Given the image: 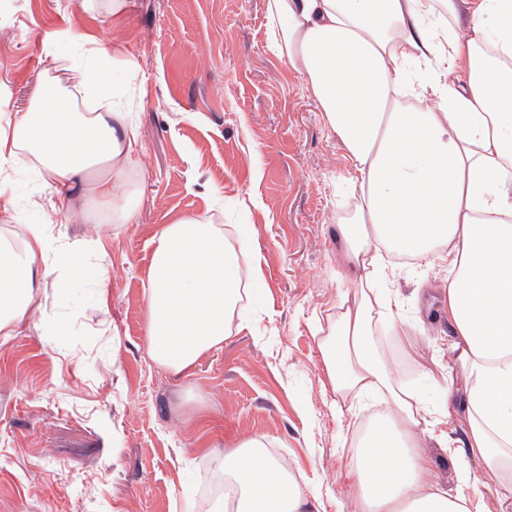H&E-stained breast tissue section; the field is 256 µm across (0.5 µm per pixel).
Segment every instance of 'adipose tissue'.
<instances>
[{"label": "adipose tissue", "mask_w": 512, "mask_h": 512, "mask_svg": "<svg viewBox=\"0 0 512 512\" xmlns=\"http://www.w3.org/2000/svg\"><path fill=\"white\" fill-rule=\"evenodd\" d=\"M273 49L305 81L349 163L363 202L336 223L344 269L377 264V249L446 264L448 321L461 336L468 444L512 486V0H268ZM48 55L74 49L73 85L100 81L108 56L69 30ZM26 111L0 91V171L35 158L54 213L26 225L21 250L0 248V328L32 304L33 265L55 255L54 216L72 224H129L127 188L138 133L128 112L59 104L58 77ZM84 204L75 205V196ZM251 233L193 217L166 225L149 272L151 359L181 372L222 344L244 281L260 277ZM374 301L344 308L322 345L333 389L375 393L383 412L351 450L357 512H491L477 494H448L417 449L420 408L396 384L373 339ZM217 465V512H311L284 460L249 438Z\"/></svg>", "instance_id": "obj_1"}]
</instances>
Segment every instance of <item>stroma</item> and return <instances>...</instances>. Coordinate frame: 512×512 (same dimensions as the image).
I'll list each match as a JSON object with an SVG mask.
<instances>
[{
    "instance_id": "1",
    "label": "stroma",
    "mask_w": 512,
    "mask_h": 512,
    "mask_svg": "<svg viewBox=\"0 0 512 512\" xmlns=\"http://www.w3.org/2000/svg\"><path fill=\"white\" fill-rule=\"evenodd\" d=\"M64 28L115 52L103 72L139 126L137 215L56 223L80 274L37 261L36 309L0 334V512H213L216 460L249 437L288 461L316 512H353L354 433L380 402L336 394L320 347L361 293L336 253V222L358 191L303 79L271 47L267 0H126L117 13L104 0H0L11 111L68 66L43 43ZM11 178L16 209L0 211V239L16 243L38 219L29 197L50 195L28 168ZM180 217L228 233L252 225L264 299L244 309L247 328L177 373L148 355L147 288L154 237ZM387 272L391 308L374 338L393 373L414 370L406 390L427 418L445 421L449 448L417 431L434 479L456 492L463 459L492 512H512V491L467 446V416L448 408L461 339L447 266L391 259Z\"/></svg>"
}]
</instances>
